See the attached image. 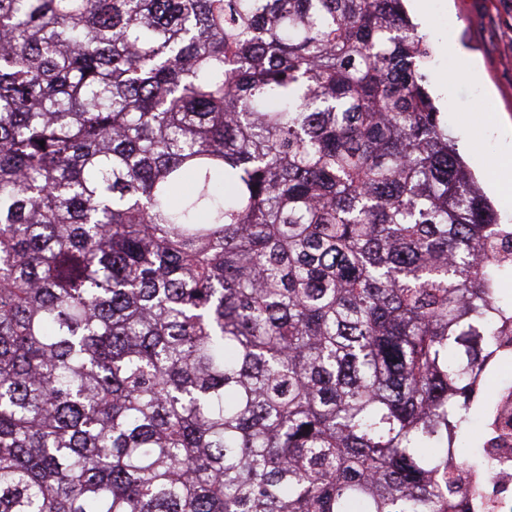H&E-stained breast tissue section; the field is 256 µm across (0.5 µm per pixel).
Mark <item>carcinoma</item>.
Listing matches in <instances>:
<instances>
[{"mask_svg": "<svg viewBox=\"0 0 512 512\" xmlns=\"http://www.w3.org/2000/svg\"><path fill=\"white\" fill-rule=\"evenodd\" d=\"M429 54L403 0H0V512L493 510L512 224Z\"/></svg>", "mask_w": 512, "mask_h": 512, "instance_id": "carcinoma-1", "label": "carcinoma"}]
</instances>
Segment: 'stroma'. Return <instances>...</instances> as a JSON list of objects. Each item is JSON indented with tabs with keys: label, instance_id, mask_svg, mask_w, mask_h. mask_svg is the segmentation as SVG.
<instances>
[{
	"label": "stroma",
	"instance_id": "35a3bbf8",
	"mask_svg": "<svg viewBox=\"0 0 512 512\" xmlns=\"http://www.w3.org/2000/svg\"><path fill=\"white\" fill-rule=\"evenodd\" d=\"M426 18L419 27L430 47L426 73L450 135L502 222L512 224V194L490 185L501 156L512 150L489 114L512 125V0H419ZM457 43L479 63L473 79L446 47Z\"/></svg>",
	"mask_w": 512,
	"mask_h": 512
}]
</instances>
